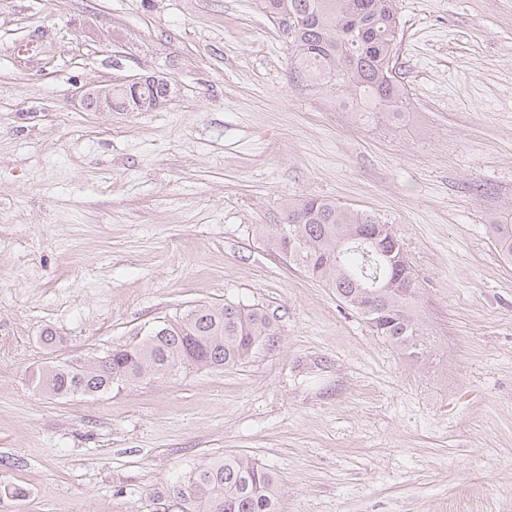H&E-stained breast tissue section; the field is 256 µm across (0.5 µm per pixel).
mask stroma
I'll return each instance as SVG.
<instances>
[{
  "mask_svg": "<svg viewBox=\"0 0 512 512\" xmlns=\"http://www.w3.org/2000/svg\"><path fill=\"white\" fill-rule=\"evenodd\" d=\"M403 121L293 82L254 0H0V512H159L258 460L283 512H512V0H400ZM161 75L152 112L82 89ZM319 196L388 221L418 281L414 361L270 246ZM264 309L274 346L96 397L37 369L159 318ZM54 347L40 341L44 332Z\"/></svg>",
  "mask_w": 512,
  "mask_h": 512,
  "instance_id": "obj_1",
  "label": "stroma"
}]
</instances>
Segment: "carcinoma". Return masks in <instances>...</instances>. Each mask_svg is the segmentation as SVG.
Here are the masks:
<instances>
[{
	"instance_id": "carcinoma-1",
	"label": "carcinoma",
	"mask_w": 512,
	"mask_h": 512,
	"mask_svg": "<svg viewBox=\"0 0 512 512\" xmlns=\"http://www.w3.org/2000/svg\"><path fill=\"white\" fill-rule=\"evenodd\" d=\"M283 24L295 79L325 85L367 113L389 121L407 109L396 72L399 0H257ZM498 246L512 253V224L490 225ZM270 244L341 302L363 315L376 335L403 353L424 351V333L412 307L417 283L403 245L388 224L367 211L306 197L288 206V222L265 228ZM279 325L253 305L197 304L150 329L133 346L115 347L105 364L62 363L32 373L54 396H94L174 366L233 367L275 342ZM177 512H281L275 473L247 456L224 458L191 471L168 488Z\"/></svg>"
}]
</instances>
